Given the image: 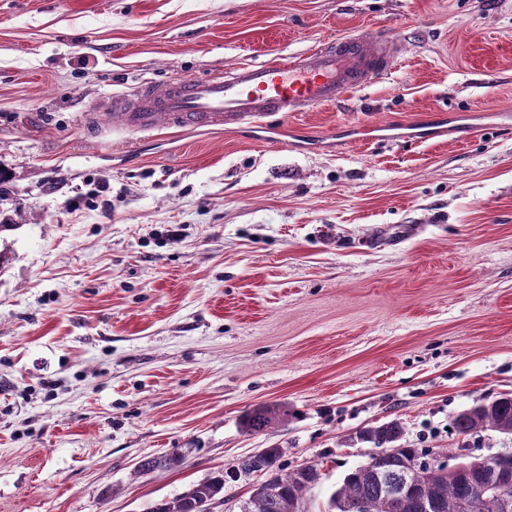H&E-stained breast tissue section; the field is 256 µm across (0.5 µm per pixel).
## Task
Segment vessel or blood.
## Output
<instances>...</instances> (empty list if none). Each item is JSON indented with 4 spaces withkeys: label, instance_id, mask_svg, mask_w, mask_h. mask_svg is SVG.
<instances>
[{
    "label": "vessel or blood",
    "instance_id": "b4317fda",
    "mask_svg": "<svg viewBox=\"0 0 512 512\" xmlns=\"http://www.w3.org/2000/svg\"><path fill=\"white\" fill-rule=\"evenodd\" d=\"M398 41L352 34L281 61L241 64L220 77L174 78L144 84L112 98L128 127L273 123L288 112L335 103L346 92L386 75L400 53Z\"/></svg>",
    "mask_w": 512,
    "mask_h": 512
}]
</instances>
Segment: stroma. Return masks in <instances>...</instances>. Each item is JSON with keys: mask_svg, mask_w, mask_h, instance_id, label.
Instances as JSON below:
<instances>
[{"mask_svg": "<svg viewBox=\"0 0 512 512\" xmlns=\"http://www.w3.org/2000/svg\"><path fill=\"white\" fill-rule=\"evenodd\" d=\"M348 33L401 53L283 141L106 108ZM506 112L512 0H0V512H150L273 447L329 512L391 420L451 465L512 450L452 428L512 393ZM261 404L293 416L246 433Z\"/></svg>", "mask_w": 512, "mask_h": 512, "instance_id": "1", "label": "stroma"}]
</instances>
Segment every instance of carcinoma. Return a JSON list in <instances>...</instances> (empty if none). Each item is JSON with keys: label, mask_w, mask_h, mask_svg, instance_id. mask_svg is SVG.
Wrapping results in <instances>:
<instances>
[{"label": "carcinoma", "mask_w": 512, "mask_h": 512, "mask_svg": "<svg viewBox=\"0 0 512 512\" xmlns=\"http://www.w3.org/2000/svg\"><path fill=\"white\" fill-rule=\"evenodd\" d=\"M289 412L278 404L263 405L244 415L241 419L243 429L250 433H261L275 423L288 420ZM454 429L459 433L477 434L484 431L506 430L512 427V395L501 396L486 403V406L473 413L460 412L454 419ZM404 427L398 420H391L364 430L366 442L377 448L395 445L402 440ZM429 455L424 448H401L394 455L385 458L380 468L390 476L397 475L409 458H423ZM282 450L267 448L261 456L251 455L237 465V475L222 471L213 477L194 485L185 493L155 504L151 512H199L200 505L213 500L224 493L227 481H236L242 473L250 472L262 466L271 473L273 491L249 499L248 512H293V506L303 500L307 490L318 484L321 472L315 464L299 465L285 472L279 465ZM180 462L177 454L145 457L137 464L135 474L146 475L158 469L170 468ZM475 472L473 477L484 482L509 484L508 494L512 496V469L506 477L488 469L485 459L473 458ZM440 503L439 512H466L463 504L472 499L471 479L460 473L448 470L443 474L435 489ZM359 504V512H394L392 503L386 497L377 473L365 465H358L343 477L339 488L331 495V505L339 512H348L346 505Z\"/></svg>", "instance_id": "1"}]
</instances>
